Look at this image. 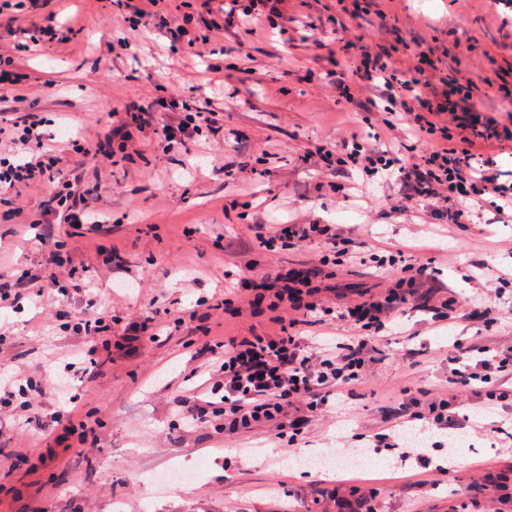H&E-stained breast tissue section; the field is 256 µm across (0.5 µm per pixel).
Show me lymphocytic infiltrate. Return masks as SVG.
<instances>
[{"instance_id": "f902f5d3", "label": "lymphocytic infiltrate", "mask_w": 512, "mask_h": 512, "mask_svg": "<svg viewBox=\"0 0 512 512\" xmlns=\"http://www.w3.org/2000/svg\"><path fill=\"white\" fill-rule=\"evenodd\" d=\"M46 0H0V216L12 221L28 212V195L41 194V206L32 212L29 229L34 230L47 250L55 270L43 275L24 271L14 282L0 284V305L15 307L30 297L56 299L64 283L72 280V259L62 258L64 248L52 227L56 224H88L107 228L109 217L94 209L90 200L100 195V183L84 179L86 167L109 168L145 160L148 152L165 154L174 149L208 140L215 161L231 170L232 147L224 135V98L204 97L201 107H191L172 91L155 84L149 100H129L109 108L105 127L95 136L56 141L43 132L45 118L20 115L21 105L61 92L57 80L40 75L31 64L34 55L65 42L57 13H43ZM122 30L109 54L118 56L130 49L128 32L149 29L169 41L174 50L191 54L216 39L233 40L234 62L229 71L252 75L261 62L247 50L244 35L266 27L287 35L303 27V44L313 61H327V86L350 96L352 85L369 88L371 111L380 113L387 129L384 141L352 133L336 141L324 138L304 148L303 163L323 169L351 165L363 179L399 181V199H385L389 212H415L421 217L445 218L453 224L470 223L473 210L484 196L498 198L495 210L512 209V181L473 146L476 140L512 144V117L484 112L476 99L477 83L470 77L445 72L436 47L415 42L411 62L402 66L363 31L362 22L375 14L385 22L383 11H370L371 0H335L323 4L333 36H320L322 25L310 19L298 22L288 12V0H199L191 11H171L169 0H116ZM325 22V23H326ZM246 231L255 236L266 252L297 250L311 244L325 248L322 265L340 261L366 263L396 271L392 288L379 296L336 305L320 298L311 272L284 271L273 267L247 275L253 290V307L267 305L269 311L288 307L280 317L275 334L216 338L199 327L195 343L205 355L209 378L202 394L183 397L178 409L187 424H203L209 417L224 420V433L234 436L263 427L279 441L298 446L310 423L320 420L330 400L341 398L350 386L367 378L377 350V335L403 314L407 306L431 314L433 320L451 319L456 299L433 304L422 296L419 285L427 275L426 264L401 249H385L366 255L361 243L342 237L332 224L250 223L240 212ZM337 320L351 327L348 335H337L308 344L305 328ZM74 334L83 346L76 361L65 363V371L83 368L92 373L112 361L111 348H98L96 340L112 330L108 311L82 312L73 317ZM455 351L465 357L462 367L451 369L449 382L456 390L484 394L489 404L512 400V388L501 380L512 376V345L493 343L464 345ZM436 392L429 398L406 396L391 420L387 436L390 448H400V427L420 422L441 434L468 427L483 433L479 419L460 414L456 395ZM37 429L54 440L85 444L94 429L89 419H74L71 409L62 408L50 421L36 420Z\"/></svg>"}]
</instances>
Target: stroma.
Wrapping results in <instances>:
<instances>
[{"label":"stroma","instance_id":"1","mask_svg":"<svg viewBox=\"0 0 512 512\" xmlns=\"http://www.w3.org/2000/svg\"><path fill=\"white\" fill-rule=\"evenodd\" d=\"M380 4L387 24L370 27L376 42L388 47L423 36L452 55L465 46L461 74L486 76L512 88V8L494 0ZM50 7L71 17L75 29L66 45L35 60L37 69L65 86L56 101L30 106L40 116L59 114L50 135L67 138L98 130L107 103L147 98L158 83H203L214 94L223 93L229 83L239 93L225 102L224 130L238 132L239 138L235 165L225 174L214 173L209 154L198 145L181 157L172 153L125 169L87 171L88 180L104 186L93 205L111 217L112 231L104 235L86 226L68 237L82 265L77 277L94 293H70L60 308L74 314L93 302L116 316L112 364L92 376L65 373L63 359L74 349L75 338L60 330L56 318L40 316L33 307L19 312L5 306L0 325L10 334L0 345V379L21 373L37 381L42 392L33 408L45 421L71 396L81 397L99 421L97 450L56 445L23 417L0 412V512H113L117 502L123 512H336L329 491L339 482L376 487L375 512H485L480 490L512 458L496 434L458 431L460 467L437 486L426 482L414 461L400 462L383 448L359 467L301 468L289 462L293 452L270 442L265 429L228 440L213 425L189 427L179 420L176 397L204 381V359L191 346V326L142 339L132 353L122 333L124 323L148 312L162 321L167 311L195 310L199 301L233 287L248 261H256L261 270L318 261L320 250L314 246L267 253L240 230L237 217H225L224 205L233 198L241 203L259 199L257 219L264 224L295 216L337 225L343 235L370 249L381 242L410 247L429 265L426 285L435 299L460 297L476 305L483 302L489 280L512 265V222L487 205L476 210L469 224H422L408 215L386 213L378 201L400 196L395 182H370L365 200L344 201L341 187L360 182V175L350 168L315 171L298 159L297 151L324 137L342 138L365 116L370 93L360 89L348 100L329 92L319 75L309 72V51L283 44L278 35L245 39L254 56L271 63V72L237 74L229 81L216 74L207 84L193 60L145 32L133 41L123 77L110 82L101 71L102 56L118 33L112 0H52ZM260 143L271 155L266 175L255 161ZM344 212L352 214V221L341 220ZM100 244L118 248L132 271H150L148 294L125 286L124 275L103 264L95 252ZM34 268L51 273L45 251L27 241L20 226L0 222V282ZM394 282L390 273L356 263L336 269L337 293L354 299ZM250 301L249 293L239 292L234 311L209 319V327L227 336L271 330L267 314H254ZM496 307L504 315L488 327L465 316L433 324L422 312L406 309L401 333L383 345L388 360L372 364L365 382L353 386L328 419L310 427L295 453L335 450L340 429L369 435L386 431L402 389L416 393L445 385L454 341L512 344V318L506 315L512 293ZM24 446L30 455L17 457L16 449ZM173 465L198 470L199 476L156 491L149 475Z\"/></svg>","mask_w":512,"mask_h":512}]
</instances>
